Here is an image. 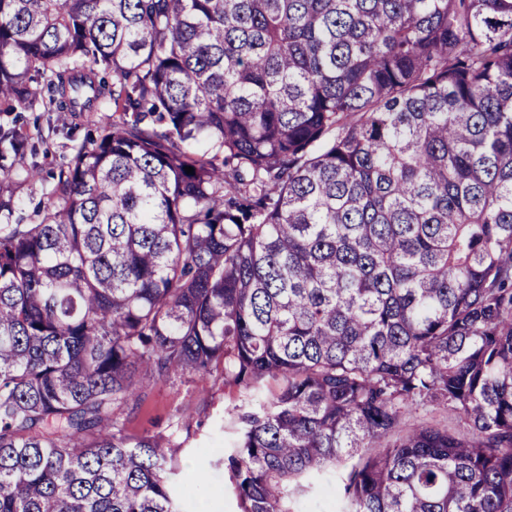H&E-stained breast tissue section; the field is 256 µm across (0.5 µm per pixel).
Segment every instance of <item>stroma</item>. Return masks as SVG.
Returning a JSON list of instances; mask_svg holds the SVG:
<instances>
[{
	"label": "stroma",
	"mask_w": 512,
	"mask_h": 512,
	"mask_svg": "<svg viewBox=\"0 0 512 512\" xmlns=\"http://www.w3.org/2000/svg\"><path fill=\"white\" fill-rule=\"evenodd\" d=\"M111 121L108 112L95 113L90 121L75 112H21L14 117L0 114V125L15 124L30 133L40 166L39 175L30 178L23 165H15L11 179L0 184V197L11 200L13 206L11 216L0 214V225L39 222L40 207L56 198L58 167L69 158L72 145L97 138ZM244 396L243 390L215 386L208 377L161 381L148 392L128 424L133 432L156 433L167 430L175 409H189L191 424L178 436L186 461L210 476L200 493L206 512H239L224 461L233 453L237 440L233 408Z\"/></svg>",
	"instance_id": "stroma-1"
}]
</instances>
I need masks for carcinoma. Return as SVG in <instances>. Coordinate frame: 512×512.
<instances>
[{
	"instance_id": "1",
	"label": "carcinoma",
	"mask_w": 512,
	"mask_h": 512,
	"mask_svg": "<svg viewBox=\"0 0 512 512\" xmlns=\"http://www.w3.org/2000/svg\"><path fill=\"white\" fill-rule=\"evenodd\" d=\"M108 103L0 226V512H186L127 424L219 369L241 512H512V0H0V113ZM334 479L330 484L326 481L318 484L311 497L298 506L300 512H337L333 511L340 507L333 492Z\"/></svg>"
}]
</instances>
